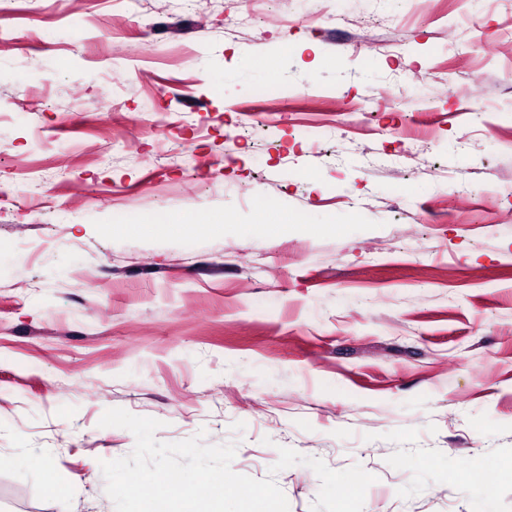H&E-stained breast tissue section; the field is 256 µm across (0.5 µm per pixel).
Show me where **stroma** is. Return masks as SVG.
<instances>
[{"mask_svg": "<svg viewBox=\"0 0 512 512\" xmlns=\"http://www.w3.org/2000/svg\"><path fill=\"white\" fill-rule=\"evenodd\" d=\"M426 2L0 0V512H115L110 408L512 512V0Z\"/></svg>", "mask_w": 512, "mask_h": 512, "instance_id": "35a3bbf8", "label": "stroma"}]
</instances>
